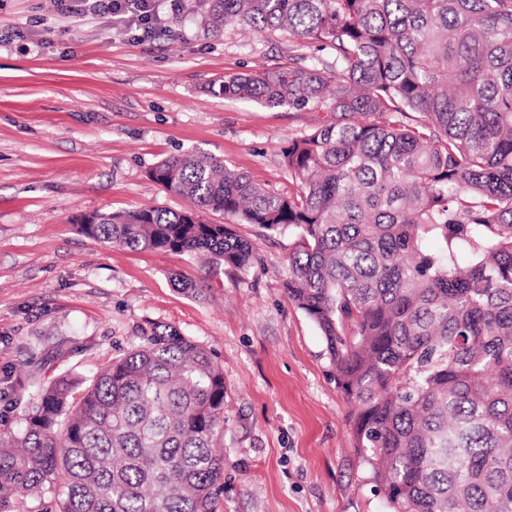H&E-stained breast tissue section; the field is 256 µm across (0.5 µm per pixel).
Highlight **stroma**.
I'll list each match as a JSON object with an SVG mask.
<instances>
[{
  "label": "stroma",
  "mask_w": 512,
  "mask_h": 512,
  "mask_svg": "<svg viewBox=\"0 0 512 512\" xmlns=\"http://www.w3.org/2000/svg\"><path fill=\"white\" fill-rule=\"evenodd\" d=\"M162 17L165 32L138 43L108 16L67 25L55 0H0V391L37 365L47 381L93 374L152 324L171 326L224 370L218 512H388L321 333L286 293L294 235L238 225L253 265L224 267L192 295L174 277H203L197 260L132 253L75 225L96 211L181 210L148 172L186 152L291 191L282 147L331 118L214 93L228 74L307 65L310 49L286 33L229 23L212 35L196 0Z\"/></svg>",
  "instance_id": "obj_1"
}]
</instances>
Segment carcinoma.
Wrapping results in <instances>:
<instances>
[{
  "instance_id": "carcinoma-1",
  "label": "carcinoma",
  "mask_w": 512,
  "mask_h": 512,
  "mask_svg": "<svg viewBox=\"0 0 512 512\" xmlns=\"http://www.w3.org/2000/svg\"><path fill=\"white\" fill-rule=\"evenodd\" d=\"M214 34L279 29L336 54L218 91L334 118L282 150L296 190L212 156L149 171L190 202L77 218L206 277L248 268L233 224L296 235L285 288L317 325L351 440L391 512H512V0H202ZM226 224H214L210 215ZM32 389L0 434V512H217L224 372L173 327Z\"/></svg>"
}]
</instances>
